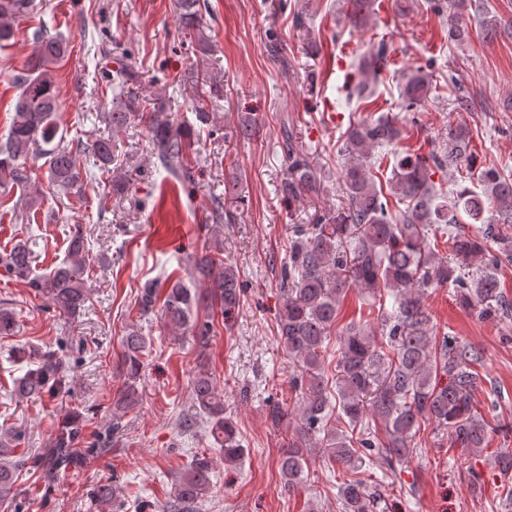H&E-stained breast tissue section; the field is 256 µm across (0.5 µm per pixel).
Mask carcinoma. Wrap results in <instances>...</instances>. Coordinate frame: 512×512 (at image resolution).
Returning <instances> with one entry per match:
<instances>
[{
  "label": "carcinoma",
  "mask_w": 512,
  "mask_h": 512,
  "mask_svg": "<svg viewBox=\"0 0 512 512\" xmlns=\"http://www.w3.org/2000/svg\"><path fill=\"white\" fill-rule=\"evenodd\" d=\"M375 0H344L345 15L354 24L363 22ZM435 10L448 5V44L461 46L470 34L464 11L496 34L495 20L480 3L472 0H429ZM27 0H0V48L13 35L9 19L20 14ZM182 22L196 24L201 14L200 0H181ZM67 43L43 29L35 33L34 49L26 73L18 77L19 92L13 102V116L6 141L0 142V183L21 191L31 188L35 179L29 159L34 150L47 166V179L61 189L82 181L73 146L65 143L58 119L59 103L54 87L53 68L63 61ZM389 66L387 45H372L359 65V78L348 87V97L358 103L377 101L375 83ZM197 91L196 122L212 124L208 102L217 91L216 77L207 70L191 73ZM432 83L422 69L406 76L400 96L406 111L417 110L432 93ZM112 110L104 120L112 137L99 138L90 153L99 170L109 176L108 185L123 193L131 173L117 162L114 136L135 118L144 120L149 135L150 155L168 173L183 182L194 180L186 160L194 150L191 128L176 122L166 106L158 102L152 111H140V95L128 69L119 65L112 71ZM403 130L394 116L370 114L349 125L342 134L346 156L342 170L344 205L336 214L321 215L305 229L296 230L289 243L288 261L280 266L282 293L277 336L288 357L301 368L295 389L301 398L299 418L279 469L285 486L293 489L304 481L308 457L317 448L329 460L344 467L347 479L340 486L343 512H373L375 494L361 478L363 456L358 448L376 449V462L389 468L416 453L422 426L427 422L446 433L450 442L480 453L484 448L485 424L472 410V395L481 383L475 370L482 361L477 348L450 336L437 341L432 336V319L421 300V292L431 287H451L460 305L478 310L483 319H497L507 312L500 283L489 267L472 270L485 256L487 243L498 245L489 259L493 267L512 264V235L501 225L512 224V177L495 168L479 173V192L462 187L443 192L436 189L432 176L437 170L458 171L472 158L469 131L460 125L448 134V147L427 155H408L396 160L388 182L389 192L376 185L372 168L374 151L394 146ZM283 148L288 170L282 193L288 201H300L317 189V177L304 149L296 141L288 123H283ZM479 225L478 234L456 231L461 216ZM448 234L451 253L437 254L436 228ZM86 234L76 224L68 236L65 257L46 272L36 275L32 267L30 243L19 240L0 253V266L13 278L25 282L34 295L45 298L59 315L75 320L84 314L90 300L85 273ZM166 279L163 286L149 284L137 299L142 316L160 308L163 326L174 332L190 333L204 346L214 333L216 315L229 324L243 297V283L233 265L224 262L220 243L203 245L193 260V283ZM350 288L364 291L383 304L393 299L391 309L382 312L387 343H376L374 331L364 323L351 324L339 335L336 360V402L331 390L323 348L336 325L340 300ZM207 310L200 316V310ZM18 333L16 313L0 307V336ZM146 338L132 324L121 337V352L112 364V373L121 381L115 390L112 429L119 428L118 412L139 402V381ZM17 361L26 364L24 373L13 380L19 399L55 398L69 389L70 359L62 349L35 348L26 344L13 348ZM191 405L179 419L181 430L199 423L213 438L224 462L237 463L244 454L239 431L226 415L224 395L217 389L214 373L200 366L190 383ZM345 420L350 433L329 428L331 418ZM84 427L76 420L67 423L41 448L19 458L10 444L20 435L0 431V500L14 493L16 472L22 466L57 477L75 463L76 445L83 439ZM214 459L195 454L176 477L171 499L162 512H199L212 488ZM116 481L101 482L93 491L100 506L116 502Z\"/></svg>",
  "instance_id": "carcinoma-1"
}]
</instances>
